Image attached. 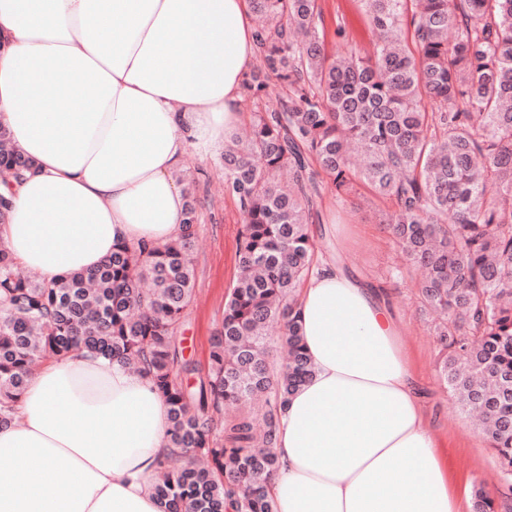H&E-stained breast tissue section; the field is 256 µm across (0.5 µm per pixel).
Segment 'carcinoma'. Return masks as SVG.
Here are the masks:
<instances>
[{"mask_svg":"<svg viewBox=\"0 0 512 512\" xmlns=\"http://www.w3.org/2000/svg\"><path fill=\"white\" fill-rule=\"evenodd\" d=\"M249 2L263 70L245 75L243 96L268 95L272 78L280 91L224 149L244 224L207 371L177 341L196 297L187 190L176 240L115 245L88 273L32 280L0 246V429L39 361L117 360L169 407L170 451L152 483L164 512H274L278 412L312 374L293 310L315 259L316 199L361 183L394 204L380 223L424 271L425 306L444 315L441 375L461 410L480 415L512 498V0H364L380 33L368 59L329 54L317 0ZM30 165L0 128V174ZM473 496L474 512H499L482 488Z\"/></svg>","mask_w":512,"mask_h":512,"instance_id":"1","label":"carcinoma"}]
</instances>
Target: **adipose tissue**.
Listing matches in <instances>:
<instances>
[{
    "label": "adipose tissue",
    "mask_w": 512,
    "mask_h": 512,
    "mask_svg": "<svg viewBox=\"0 0 512 512\" xmlns=\"http://www.w3.org/2000/svg\"><path fill=\"white\" fill-rule=\"evenodd\" d=\"M256 51L248 0H0V126L32 164L0 181V245L54 281L113 245L176 240L174 174L243 124ZM296 310L313 375L279 415L275 512H471L386 290L330 251ZM169 427L145 374L85 353L46 363L0 430V512H163L151 481Z\"/></svg>",
    "instance_id": "1"
}]
</instances>
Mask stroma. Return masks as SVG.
<instances>
[{
    "label": "stroma",
    "mask_w": 512,
    "mask_h": 512,
    "mask_svg": "<svg viewBox=\"0 0 512 512\" xmlns=\"http://www.w3.org/2000/svg\"><path fill=\"white\" fill-rule=\"evenodd\" d=\"M332 50L363 53L379 37L369 23L362 0H318ZM342 35H335V28ZM186 181L196 189L197 221L194 266L198 300L191 308L179 341L187 358L206 368L210 339L219 328L224 303L236 274V237L243 217L224 190L222 152L202 157L189 154L182 166ZM391 204L383 199L365 203L337 202L324 194L319 221L311 227L317 252L342 250L349 271L385 288L394 298L401 339L422 384L428 424L451 460L457 483L482 485L496 495L501 483L496 453L462 414L455 396L439 378L445 350L416 289L422 269L402 264L399 250L379 222ZM336 232H328V225Z\"/></svg>",
    "instance_id": "stroma-1"
}]
</instances>
